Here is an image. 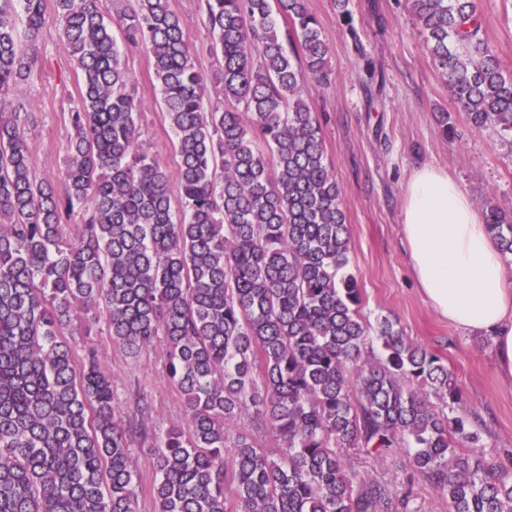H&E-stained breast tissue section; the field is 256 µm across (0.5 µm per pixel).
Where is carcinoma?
Returning <instances> with one entry per match:
<instances>
[{
	"label": "carcinoma",
	"mask_w": 512,
	"mask_h": 512,
	"mask_svg": "<svg viewBox=\"0 0 512 512\" xmlns=\"http://www.w3.org/2000/svg\"><path fill=\"white\" fill-rule=\"evenodd\" d=\"M202 2L222 55L206 75L170 0L117 14L124 48L153 63L171 171L142 146L98 0H53L79 76L59 192L33 172L16 104L45 69V0H0V512H137L139 447L156 512H405L356 449L409 454L448 512H512V460L475 452L448 367L398 321L361 316L308 99L332 69L307 0ZM349 2L334 5L355 36ZM407 4L471 128L512 145V76L477 0ZM482 213L512 260V213L493 198ZM92 311L131 358L165 342L184 421L150 435L125 412L95 350L66 335Z\"/></svg>",
	"instance_id": "carcinoma-1"
}]
</instances>
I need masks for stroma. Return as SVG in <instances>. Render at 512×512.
<instances>
[{
  "label": "stroma",
  "instance_id": "35a3bbf8",
  "mask_svg": "<svg viewBox=\"0 0 512 512\" xmlns=\"http://www.w3.org/2000/svg\"><path fill=\"white\" fill-rule=\"evenodd\" d=\"M484 37L505 74L512 75V0H478ZM194 49L196 64L210 71L218 64L213 38L204 22L200 0H171ZM330 47L333 70L328 86L311 92L319 113L325 154L343 190L351 237L349 270L362 291V313L368 321L387 316L399 321L410 340L425 344L452 372L465 406L484 429L485 451L512 452V384L496 371L489 337L467 334L442 320L424 301L414 281L402 244L403 186L416 167L430 164L448 170L476 206L494 198L512 210V146L491 130H472L457 110L448 86L434 64L408 12L406 0H350L358 30L350 36L336 16L333 0H308ZM41 51L42 76L22 89L25 111L36 113L28 133L31 161L38 178L61 187L68 138L69 99L77 93L76 74L64 55L60 24L46 10ZM385 75L375 104L363 89L366 62ZM125 63L140 103L143 145L167 167L175 165V136L161 108L153 68L142 52H129ZM453 112L456 135L443 138L440 110ZM89 344L112 379L126 411L131 393L145 388L151 407L144 415L149 430L159 431L184 419V402L165 377L163 342L132 359L115 344L104 319L90 325ZM361 472L396 480L409 503L407 512H448L432 486L391 462L353 452Z\"/></svg>",
  "mask_w": 512,
  "mask_h": 512
}]
</instances>
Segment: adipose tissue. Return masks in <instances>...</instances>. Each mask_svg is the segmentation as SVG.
<instances>
[{
	"instance_id": "ef3b65f1",
	"label": "adipose tissue",
	"mask_w": 512,
	"mask_h": 512,
	"mask_svg": "<svg viewBox=\"0 0 512 512\" xmlns=\"http://www.w3.org/2000/svg\"><path fill=\"white\" fill-rule=\"evenodd\" d=\"M401 226L425 301L459 330L489 336L497 371L512 383V265L472 199L446 171L419 167L404 188Z\"/></svg>"
}]
</instances>
